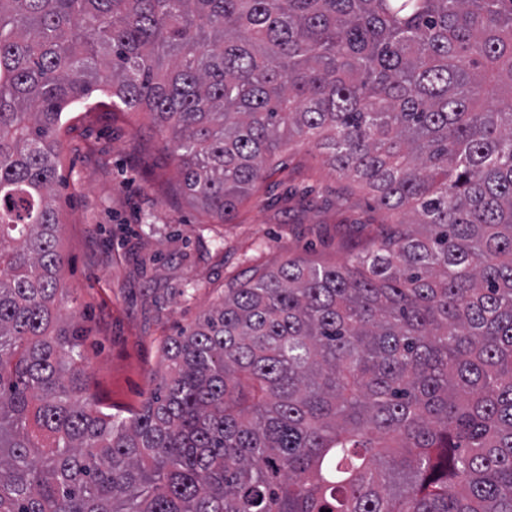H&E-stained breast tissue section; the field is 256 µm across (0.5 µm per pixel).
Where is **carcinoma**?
<instances>
[{
	"instance_id": "carcinoma-1",
	"label": "carcinoma",
	"mask_w": 512,
	"mask_h": 512,
	"mask_svg": "<svg viewBox=\"0 0 512 512\" xmlns=\"http://www.w3.org/2000/svg\"><path fill=\"white\" fill-rule=\"evenodd\" d=\"M236 219L294 138L403 215L161 349L120 417L60 326L65 113ZM512 512V0H0V512Z\"/></svg>"
}]
</instances>
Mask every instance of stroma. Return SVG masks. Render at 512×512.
Listing matches in <instances>:
<instances>
[{
    "mask_svg": "<svg viewBox=\"0 0 512 512\" xmlns=\"http://www.w3.org/2000/svg\"><path fill=\"white\" fill-rule=\"evenodd\" d=\"M54 204L65 325L79 334L85 394L128 416L155 388L160 347L216 306L229 283L288 259L333 265L392 217L307 143L268 167L235 223L177 189L161 134L123 114L67 115Z\"/></svg>",
    "mask_w": 512,
    "mask_h": 512,
    "instance_id": "stroma-1",
    "label": "stroma"
}]
</instances>
